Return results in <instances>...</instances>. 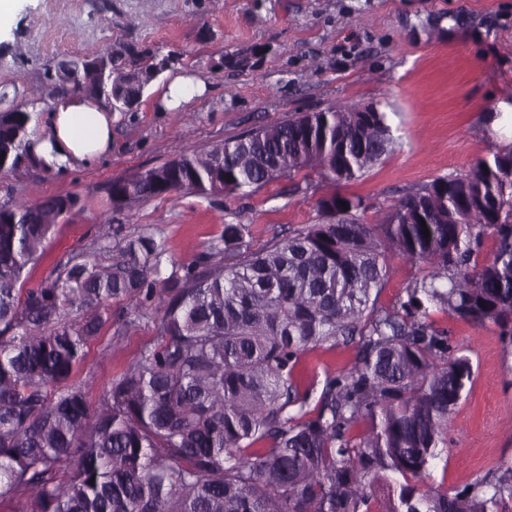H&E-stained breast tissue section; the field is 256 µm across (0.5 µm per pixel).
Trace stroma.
Returning a JSON list of instances; mask_svg holds the SVG:
<instances>
[{
    "label": "stroma",
    "instance_id": "1",
    "mask_svg": "<svg viewBox=\"0 0 512 512\" xmlns=\"http://www.w3.org/2000/svg\"><path fill=\"white\" fill-rule=\"evenodd\" d=\"M119 43L175 60L136 111L113 113L111 154L65 172L32 164L0 173V203L78 199L29 266L26 287L54 281L77 261L108 265L112 251L144 233L161 240L167 260L178 263L204 255L229 223L249 225L259 249L313 222L318 199L335 192L364 197L367 220L375 224L409 189L468 170L512 144V126L496 132L486 122L490 114H512V0H18L0 28V111L35 100L37 121L45 123L53 104L48 68ZM243 49L250 62L240 69L228 57ZM179 74L202 75L207 91L160 111V88ZM385 96L396 111L397 144L356 180L335 183L308 169L245 195L177 191L119 211L104 192L112 180L252 128ZM103 224L119 230L105 243ZM134 306L131 299L113 302L77 377L91 368L105 384L152 345L150 322L117 333ZM433 318L449 325L474 369L427 478L453 491L512 463V347L494 327L441 312ZM356 352V341L343 339L304 354L298 380L311 399H318L325 373L349 366Z\"/></svg>",
    "mask_w": 512,
    "mask_h": 512
}]
</instances>
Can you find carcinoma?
Listing matches in <instances>:
<instances>
[{"instance_id": "carcinoma-1", "label": "carcinoma", "mask_w": 512, "mask_h": 512, "mask_svg": "<svg viewBox=\"0 0 512 512\" xmlns=\"http://www.w3.org/2000/svg\"><path fill=\"white\" fill-rule=\"evenodd\" d=\"M71 84L48 70V97L83 94L132 112L161 72L128 46L107 49ZM329 106L185 153L107 187L113 208L179 190L245 193L308 168L362 177L395 143L386 100ZM35 113L0 112V172L33 161ZM348 205L343 210L340 202ZM71 195L0 204V502L13 512H505L512 464L454 492L424 478L473 378L471 359L432 312L512 344V148L408 191L379 224L359 196L331 194L317 219L255 250L250 225L226 224L211 252L172 266L151 234L112 263L74 262L22 288ZM429 235L423 234V228ZM491 255L479 260L485 237ZM419 268L388 305L394 259ZM135 298L131 325L155 340L92 404L73 380L97 318ZM357 338L350 367L325 374L308 408L302 355Z\"/></svg>"}]
</instances>
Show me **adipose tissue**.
<instances>
[{"mask_svg":"<svg viewBox=\"0 0 512 512\" xmlns=\"http://www.w3.org/2000/svg\"><path fill=\"white\" fill-rule=\"evenodd\" d=\"M111 151L109 109L81 94L56 101L48 121L33 136L37 163L54 171L89 164Z\"/></svg>","mask_w":512,"mask_h":512,"instance_id":"obj_1","label":"adipose tissue"}]
</instances>
